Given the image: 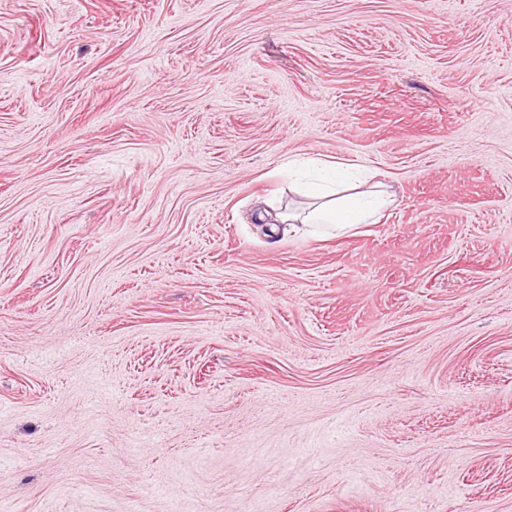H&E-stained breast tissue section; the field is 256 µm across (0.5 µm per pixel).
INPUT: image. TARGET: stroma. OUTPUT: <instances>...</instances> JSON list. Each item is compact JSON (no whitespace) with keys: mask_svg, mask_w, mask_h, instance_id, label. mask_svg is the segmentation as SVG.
<instances>
[{"mask_svg":"<svg viewBox=\"0 0 512 512\" xmlns=\"http://www.w3.org/2000/svg\"><path fill=\"white\" fill-rule=\"evenodd\" d=\"M0 512H512V0H0ZM343 189L338 182L307 184L302 192L313 203L301 217H280V223L323 225L331 230L345 231L355 224H374L394 202L389 187L380 184L359 190Z\"/></svg>","mask_w":512,"mask_h":512,"instance_id":"stroma-1","label":"stroma"}]
</instances>
